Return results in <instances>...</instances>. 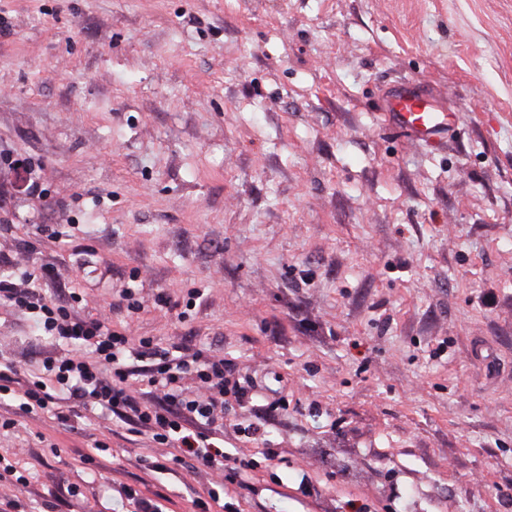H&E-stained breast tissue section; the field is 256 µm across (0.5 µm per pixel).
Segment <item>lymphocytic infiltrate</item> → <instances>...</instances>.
Segmentation results:
<instances>
[{
  "instance_id": "obj_1",
  "label": "lymphocytic infiltrate",
  "mask_w": 512,
  "mask_h": 512,
  "mask_svg": "<svg viewBox=\"0 0 512 512\" xmlns=\"http://www.w3.org/2000/svg\"><path fill=\"white\" fill-rule=\"evenodd\" d=\"M13 265L10 256L0 255V306L27 311L37 331L66 340L71 349L64 356L45 358L37 374L1 356L0 401H14L17 416L39 409L63 422L84 410L108 412L134 433L175 445L217 480L240 478L245 462L222 446L225 397L249 403L255 385L249 379L235 381V363L202 350L163 348L153 338L135 340L100 320L77 318L67 305L40 292L37 275L13 279ZM137 361L145 365L143 375L152 394L148 400L130 382ZM188 375L200 384L192 398L178 387Z\"/></svg>"
}]
</instances>
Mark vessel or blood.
Instances as JSON below:
<instances>
[{"mask_svg":"<svg viewBox=\"0 0 512 512\" xmlns=\"http://www.w3.org/2000/svg\"><path fill=\"white\" fill-rule=\"evenodd\" d=\"M385 122L405 132L412 141L431 147L456 129L457 115L441 108L408 81L398 84L387 100Z\"/></svg>","mask_w":512,"mask_h":512,"instance_id":"b4317fda","label":"vessel or blood"}]
</instances>
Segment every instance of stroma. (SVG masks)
Listing matches in <instances>:
<instances>
[{"mask_svg":"<svg viewBox=\"0 0 512 512\" xmlns=\"http://www.w3.org/2000/svg\"><path fill=\"white\" fill-rule=\"evenodd\" d=\"M0 17V149L29 165L0 170V254L28 246L78 318L256 378L224 412L249 467L214 512H512V0H0ZM408 80L460 114L446 146L385 123ZM58 350L0 307V352L34 371ZM176 454L92 413L0 428L22 512H112L125 487L193 512L186 487L214 479Z\"/></svg>","mask_w":512,"mask_h":512,"instance_id":"stroma-1","label":"stroma"}]
</instances>
